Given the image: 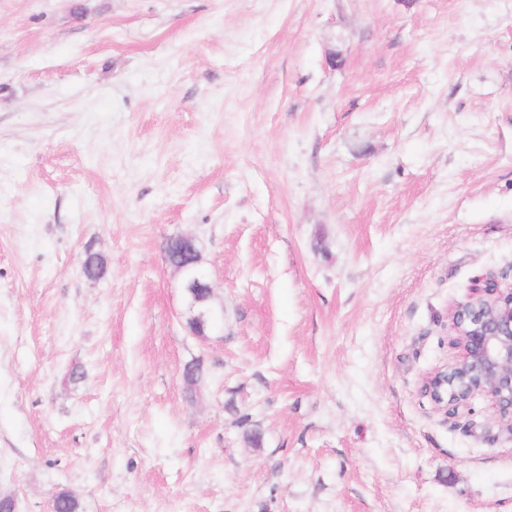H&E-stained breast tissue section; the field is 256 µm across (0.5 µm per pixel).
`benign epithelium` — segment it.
I'll list each match as a JSON object with an SVG mask.
<instances>
[{"instance_id": "7a95c632", "label": "benign epithelium", "mask_w": 512, "mask_h": 512, "mask_svg": "<svg viewBox=\"0 0 512 512\" xmlns=\"http://www.w3.org/2000/svg\"><path fill=\"white\" fill-rule=\"evenodd\" d=\"M196 239L183 235L167 243L169 265L183 276L190 320H218L215 312L199 305L198 294H213L207 275L189 273L196 263ZM451 345L458 350L451 365L440 367L423 380V389L440 408L455 411L477 394L490 396L512 430V287L492 279L473 288L470 297L450 311Z\"/></svg>"}]
</instances>
